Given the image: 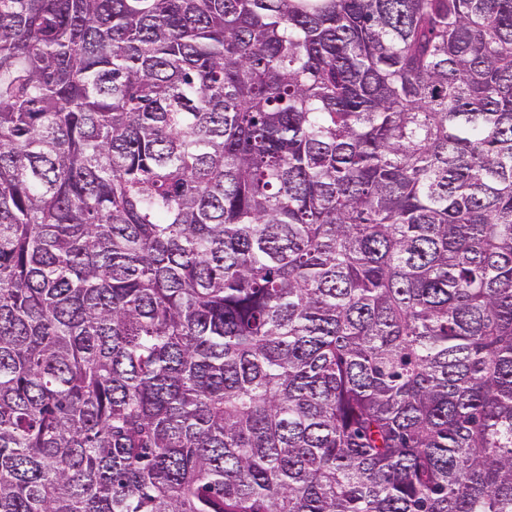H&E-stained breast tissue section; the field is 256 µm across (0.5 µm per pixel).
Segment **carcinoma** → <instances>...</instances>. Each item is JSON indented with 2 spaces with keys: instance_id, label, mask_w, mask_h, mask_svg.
Wrapping results in <instances>:
<instances>
[{
  "instance_id": "cac0c4a2",
  "label": "carcinoma",
  "mask_w": 512,
  "mask_h": 512,
  "mask_svg": "<svg viewBox=\"0 0 512 512\" xmlns=\"http://www.w3.org/2000/svg\"><path fill=\"white\" fill-rule=\"evenodd\" d=\"M0 512H512V0H0Z\"/></svg>"
}]
</instances>
